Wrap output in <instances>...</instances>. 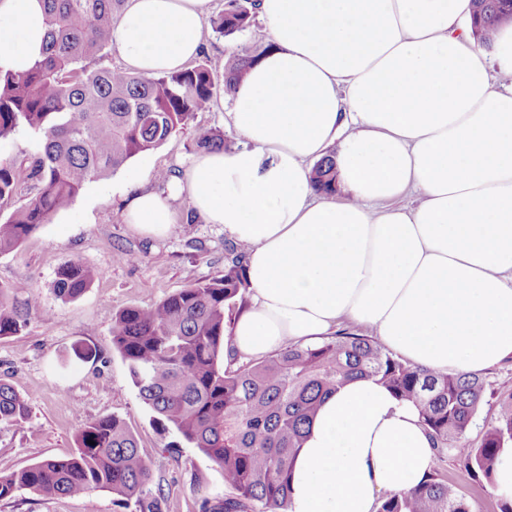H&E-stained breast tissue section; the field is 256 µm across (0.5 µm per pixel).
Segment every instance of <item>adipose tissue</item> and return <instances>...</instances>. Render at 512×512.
Here are the masks:
<instances>
[{"label":"adipose tissue","instance_id":"ef3b65f1","mask_svg":"<svg viewBox=\"0 0 512 512\" xmlns=\"http://www.w3.org/2000/svg\"><path fill=\"white\" fill-rule=\"evenodd\" d=\"M208 0H127L113 43L128 70L182 69L204 50ZM271 50L224 121L242 138L173 183L194 215L248 248L238 359L313 344L342 322L405 360L472 374L512 360V26L491 49L470 0H257ZM43 0H0V71L41 58ZM337 153H330L331 145ZM333 155L346 198L311 165ZM415 207L395 206L407 191ZM126 223L161 237L167 197L126 193ZM433 443L414 406L373 379L328 396L290 479L289 512H378L417 486Z\"/></svg>","mask_w":512,"mask_h":512}]
</instances>
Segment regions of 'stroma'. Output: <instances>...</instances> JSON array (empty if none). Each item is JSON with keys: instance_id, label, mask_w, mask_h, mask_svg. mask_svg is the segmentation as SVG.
Listing matches in <instances>:
<instances>
[{"instance_id": "35a3bbf8", "label": "stroma", "mask_w": 512, "mask_h": 512, "mask_svg": "<svg viewBox=\"0 0 512 512\" xmlns=\"http://www.w3.org/2000/svg\"><path fill=\"white\" fill-rule=\"evenodd\" d=\"M260 20L233 36L205 28L208 60L233 61L255 42ZM233 96L219 92L212 107L197 113L184 129L160 147L138 154L107 177L84 185L72 205L57 213L20 246L0 254V283L11 286L10 300L30 313L27 328L0 338V381L12 384L28 401L25 426H0V474L21 470L44 459L67 457L81 428L92 419H124L151 464L153 493L162 495L167 512H199L205 497L229 493L221 469L198 449L182 444L175 430H162L142 401L121 355L112 347V318L129 306L151 307L191 285L224 273L233 245L220 224L193 219L190 204L171 197L174 224L153 237L126 224L120 195L129 176L142 172L145 188L168 195L158 181L164 170L182 175L195 157L191 143L197 128L223 132L229 146L240 137L224 122ZM78 260L102 276L82 296L56 297L53 282L66 261ZM96 348L98 358L83 362L72 348ZM485 403L464 442L478 447L500 398L512 395V362L484 370ZM440 472L454 482L470 512H499V496L472 484L455 454L439 461ZM0 512H136L134 502L97 491L87 496L46 498L26 489L0 499Z\"/></svg>"}]
</instances>
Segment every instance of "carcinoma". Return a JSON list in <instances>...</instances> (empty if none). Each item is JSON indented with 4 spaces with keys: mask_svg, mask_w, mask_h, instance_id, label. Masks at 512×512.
I'll return each instance as SVG.
<instances>
[{
    "mask_svg": "<svg viewBox=\"0 0 512 512\" xmlns=\"http://www.w3.org/2000/svg\"><path fill=\"white\" fill-rule=\"evenodd\" d=\"M125 2L45 0V54L21 75L0 72V143L28 128L43 144L28 174L35 194L0 222V254L68 208L86 183L165 143L196 113L210 108L219 88L234 91L270 48L258 40L222 69L206 60L159 76L90 67L86 61L112 44L113 18ZM472 2L475 41L487 47L500 22L512 15V0ZM254 10V0H230L209 23L215 32L232 36L250 25ZM225 148L219 131H196L194 150ZM312 180L318 191L336 193L333 161L317 162ZM19 182L13 163L1 160V208L12 203ZM100 276L98 269L70 260L58 268L53 291L62 300H73ZM247 286L239 254L224 265L222 276L149 308H123L112 323V346L158 426L174 428L189 447L222 469L231 494L217 501L203 498L201 512H288L289 474L310 422L327 395L357 378H376L397 398L411 402L433 438L436 457L463 439L483 404L482 376L414 366L346 329L317 347L289 346L235 368L221 365L227 322ZM8 290L0 285V338L19 335L27 326V315L4 303ZM27 419L25 398L1 381L0 426ZM509 443L512 395L498 401L479 447L464 449L459 465L472 481L493 488L498 453ZM151 483L150 465L134 435L121 418L106 415L83 427L70 457L0 476V499L18 489L46 497L106 491L135 500L139 512H164ZM378 512L470 510L434 466L411 490L387 495Z\"/></svg>",
    "mask_w": 512,
    "mask_h": 512,
    "instance_id": "1",
    "label": "carcinoma"
}]
</instances>
